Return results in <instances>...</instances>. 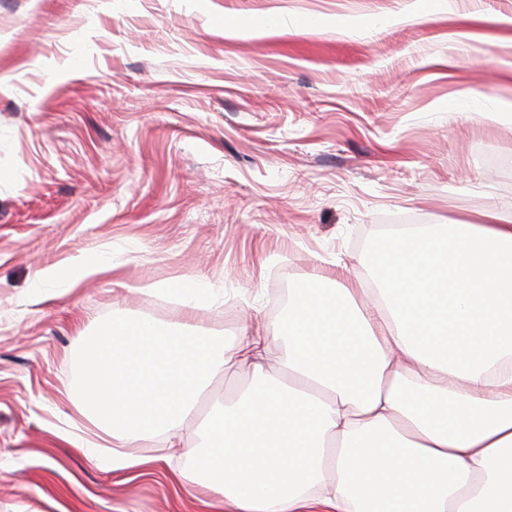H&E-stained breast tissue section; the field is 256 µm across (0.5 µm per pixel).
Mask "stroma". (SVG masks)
<instances>
[{"mask_svg": "<svg viewBox=\"0 0 512 512\" xmlns=\"http://www.w3.org/2000/svg\"><path fill=\"white\" fill-rule=\"evenodd\" d=\"M0 0V512H226L191 479L198 443L115 472L67 434L100 322H179L232 343L291 288L365 287L391 224L512 209V45L470 17L512 0ZM277 18L278 34L224 35ZM366 29L311 31L306 20ZM108 270L45 298V268ZM198 279L196 306L177 292Z\"/></svg>", "mask_w": 512, "mask_h": 512, "instance_id": "stroma-1", "label": "stroma"}]
</instances>
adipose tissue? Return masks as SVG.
<instances>
[{
  "label": "adipose tissue",
  "mask_w": 512,
  "mask_h": 512,
  "mask_svg": "<svg viewBox=\"0 0 512 512\" xmlns=\"http://www.w3.org/2000/svg\"><path fill=\"white\" fill-rule=\"evenodd\" d=\"M364 291L292 289L271 335L232 345L179 323L109 320L76 402L115 471L193 427L194 480L231 512H512V215L376 238ZM277 350L278 372L264 358ZM250 368L205 417L213 378Z\"/></svg>",
  "instance_id": "obj_1"
}]
</instances>
